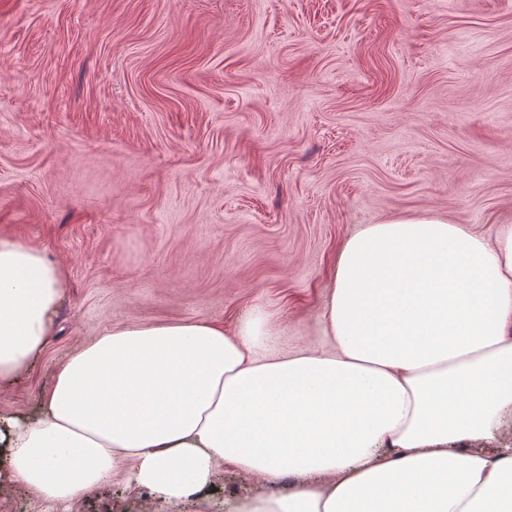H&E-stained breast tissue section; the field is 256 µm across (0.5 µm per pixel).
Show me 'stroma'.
<instances>
[{
  "label": "stroma",
  "instance_id": "1",
  "mask_svg": "<svg viewBox=\"0 0 512 512\" xmlns=\"http://www.w3.org/2000/svg\"><path fill=\"white\" fill-rule=\"evenodd\" d=\"M512 220V0H0V234L66 272L0 409L36 414L107 328L250 312L269 348L326 350L336 260L360 225ZM257 479L222 468L237 512ZM168 512L119 476L46 508Z\"/></svg>",
  "mask_w": 512,
  "mask_h": 512
}]
</instances>
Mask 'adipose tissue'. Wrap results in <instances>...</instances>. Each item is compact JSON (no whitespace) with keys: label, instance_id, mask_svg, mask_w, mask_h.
<instances>
[{"label":"adipose tissue","instance_id":"obj_1","mask_svg":"<svg viewBox=\"0 0 512 512\" xmlns=\"http://www.w3.org/2000/svg\"><path fill=\"white\" fill-rule=\"evenodd\" d=\"M65 272L0 235V384L50 334ZM268 317L104 330L38 413L0 410V463L71 502L133 463L170 507L231 464L273 484L243 512H512V448H465L512 418V223L493 236L404 218L343 247L324 313L331 350L270 354Z\"/></svg>","mask_w":512,"mask_h":512}]
</instances>
